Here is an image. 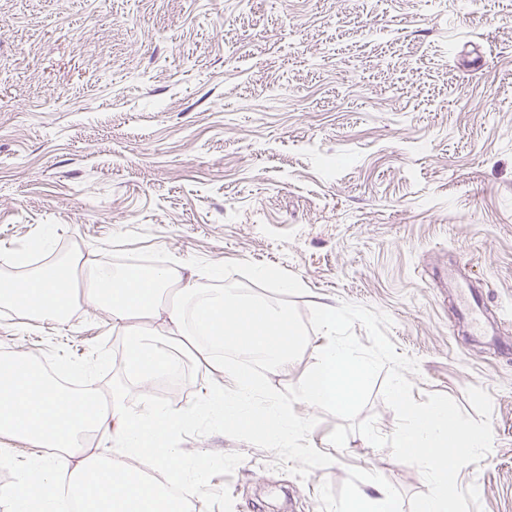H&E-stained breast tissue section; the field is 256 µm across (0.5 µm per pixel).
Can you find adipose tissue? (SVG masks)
<instances>
[{
	"label": "adipose tissue",
	"instance_id": "1",
	"mask_svg": "<svg viewBox=\"0 0 512 512\" xmlns=\"http://www.w3.org/2000/svg\"><path fill=\"white\" fill-rule=\"evenodd\" d=\"M16 264L19 273L0 276V308L29 322L62 323L79 298L104 314L126 333L124 369L147 409L131 416L124 392H113L104 402L93 383L75 393L30 359L1 356L0 434L56 451L51 460L33 464L9 494V512H61L62 475L71 487L85 491L84 512H190L205 492L206 465L184 459L176 438L201 417L276 444L302 436L300 418L267 398L252 368L258 362L287 371L301 347L298 327L283 308L252 301L232 285L217 287L224 277L219 265L187 281L170 268L118 270L99 259L83 265L77 285L71 277L73 259L32 266L20 256ZM169 335L201 340L209 351L221 345L242 358L232 367L211 360L225 381L196 405L173 409L157 404L151 387L173 366L165 341ZM97 434L113 437L119 454H83L86 439ZM148 454L169 466L172 481L183 487L181 497H170L163 485L142 476L140 464Z\"/></svg>",
	"mask_w": 512,
	"mask_h": 512
}]
</instances>
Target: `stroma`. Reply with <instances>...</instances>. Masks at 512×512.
<instances>
[{"label": "stroma", "instance_id": "stroma-1", "mask_svg": "<svg viewBox=\"0 0 512 512\" xmlns=\"http://www.w3.org/2000/svg\"><path fill=\"white\" fill-rule=\"evenodd\" d=\"M51 233L64 255L142 258L224 281L284 308L307 341L311 306L387 313L397 353L415 357V401L472 407L491 395L492 451L464 467L482 512H512V0H0V272ZM279 281L256 278L257 268ZM480 288L492 337L448 331L460 286ZM0 312V353L81 369L102 394L126 386L123 331L93 309L19 332ZM161 401L198 403L220 381L184 346ZM309 435L331 466L307 479L273 452L222 434L188 452H238L233 512H341L379 479L407 512L420 470L337 418ZM0 434V491L35 459Z\"/></svg>", "mask_w": 512, "mask_h": 512}]
</instances>
